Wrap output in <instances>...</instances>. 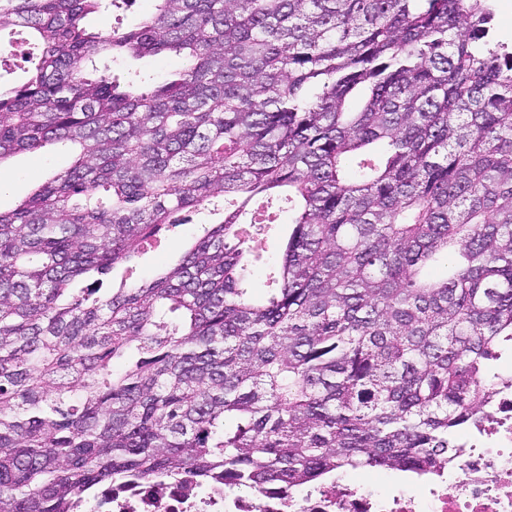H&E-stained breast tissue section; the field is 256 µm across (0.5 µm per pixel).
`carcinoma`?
<instances>
[{
    "label": "carcinoma",
    "instance_id": "obj_1",
    "mask_svg": "<svg viewBox=\"0 0 512 512\" xmlns=\"http://www.w3.org/2000/svg\"><path fill=\"white\" fill-rule=\"evenodd\" d=\"M0 0L36 62L0 84V163L72 165L0 211V512L114 484L295 491L427 474L486 417L512 343V52L492 0ZM175 53L146 82L95 67ZM219 221L116 288L188 209ZM288 212L267 275L253 238ZM442 265V278L429 269ZM154 8L153 0H135L131 6L114 9L110 15L113 26L129 30L136 28ZM119 22V23H117ZM406 474L410 473H402L398 471L361 470L355 472L349 477H346L345 479H357L366 485L384 486Z\"/></svg>",
    "mask_w": 512,
    "mask_h": 512
}]
</instances>
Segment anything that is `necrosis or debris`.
I'll return each instance as SVG.
<instances>
[{"label":"necrosis or debris","instance_id":"necrosis-or-debris-1","mask_svg":"<svg viewBox=\"0 0 512 512\" xmlns=\"http://www.w3.org/2000/svg\"><path fill=\"white\" fill-rule=\"evenodd\" d=\"M492 413L447 467L412 484L378 490L329 478L318 485L261 494L223 484L149 481L119 484L84 502L83 512H512V368L500 376Z\"/></svg>","mask_w":512,"mask_h":512}]
</instances>
